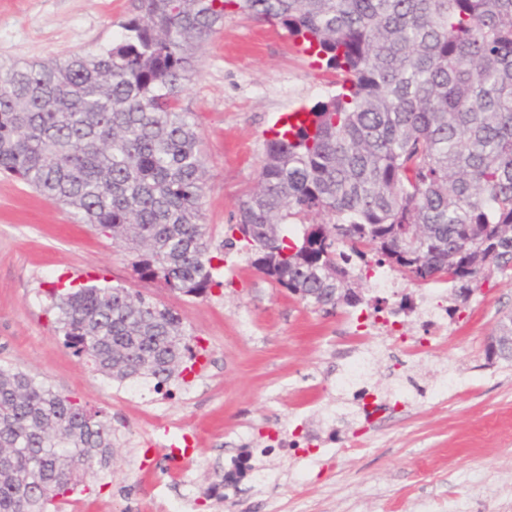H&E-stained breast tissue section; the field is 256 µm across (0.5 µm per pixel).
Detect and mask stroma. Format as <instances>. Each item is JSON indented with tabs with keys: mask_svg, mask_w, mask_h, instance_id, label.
Returning a JSON list of instances; mask_svg holds the SVG:
<instances>
[{
	"mask_svg": "<svg viewBox=\"0 0 512 512\" xmlns=\"http://www.w3.org/2000/svg\"><path fill=\"white\" fill-rule=\"evenodd\" d=\"M135 0H0V64L63 59L112 44ZM336 77L299 50L287 30L237 12L201 46L180 105L191 112L206 157L204 221L218 246L236 223L239 202L257 180L281 117L336 92ZM223 283L189 297L136 274L110 239L13 177L0 174V364L103 411L118 430L108 468L71 497L73 512H512V365L488 364L486 345L512 313V272L480 280L445 329L424 334L401 315L398 335L356 329L358 310L325 315L307 308L252 266L224 252ZM102 280L173 307L193 368L168 391L118 382L65 347L48 311L49 293ZM380 300L362 279V306L397 308L400 297L426 308L447 282L399 277ZM368 351L366 385L410 390L412 404L366 428L332 422L336 388L351 352ZM331 438L335 452L260 450L268 435ZM187 438L185 452L171 439ZM255 452L274 476L246 478L214 497L229 456Z\"/></svg>",
	"mask_w": 512,
	"mask_h": 512,
	"instance_id": "stroma-1",
	"label": "stroma"
}]
</instances>
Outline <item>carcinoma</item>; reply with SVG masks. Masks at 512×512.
I'll list each match as a JSON object with an SVG mask.
<instances>
[{"label": "carcinoma", "mask_w": 512, "mask_h": 512, "mask_svg": "<svg viewBox=\"0 0 512 512\" xmlns=\"http://www.w3.org/2000/svg\"><path fill=\"white\" fill-rule=\"evenodd\" d=\"M137 2L108 49L0 64V172L73 210L140 275L187 296L223 285L203 223L206 159L179 94L230 10L282 25L337 81L310 125L267 141L225 246L326 314L362 303L367 247L461 300L512 270V0ZM49 296L64 345L114 380L159 392L197 357L180 314L129 288ZM487 356L512 362V316ZM114 438L100 412L0 365V512L70 500Z\"/></svg>", "instance_id": "cac0c4a2"}]
</instances>
